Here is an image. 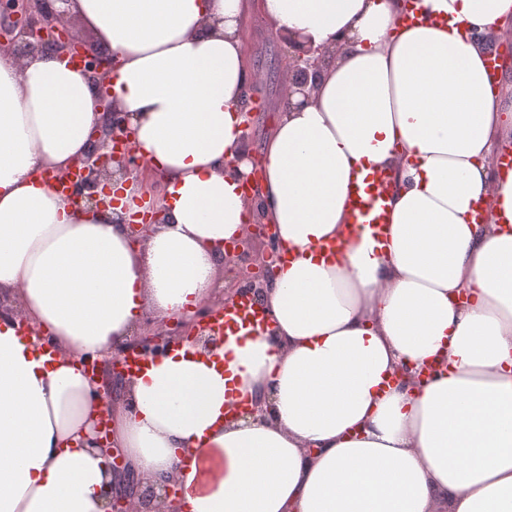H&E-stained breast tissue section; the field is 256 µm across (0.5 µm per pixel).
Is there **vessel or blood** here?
<instances>
[{"instance_id": "b4317fda", "label": "vessel or blood", "mask_w": 512, "mask_h": 512, "mask_svg": "<svg viewBox=\"0 0 512 512\" xmlns=\"http://www.w3.org/2000/svg\"><path fill=\"white\" fill-rule=\"evenodd\" d=\"M390 191V178L385 171L379 169L359 173L351 182L347 207L355 234H366L376 241L385 238ZM266 328L267 316L264 310L247 296L215 309L209 326L210 331L222 336L261 332Z\"/></svg>"}]
</instances>
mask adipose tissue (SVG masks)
<instances>
[{
	"mask_svg": "<svg viewBox=\"0 0 512 512\" xmlns=\"http://www.w3.org/2000/svg\"><path fill=\"white\" fill-rule=\"evenodd\" d=\"M71 0L151 176L74 208L40 178L86 156L105 115L53 52H0V512H107L123 477L94 384L145 317L231 301L216 278L255 213L278 261L275 334L174 339L126 383L111 427L127 464L171 477L172 512H512V135L486 58L512 0ZM326 62L247 158L243 32L253 15ZM388 172L387 240L349 232L347 191ZM166 221L131 225L149 181ZM487 204L476 222L475 203ZM341 240L328 259L318 247ZM438 364L437 375L419 370Z\"/></svg>",
	"mask_w": 512,
	"mask_h": 512,
	"instance_id": "1",
	"label": "adipose tissue"
}]
</instances>
